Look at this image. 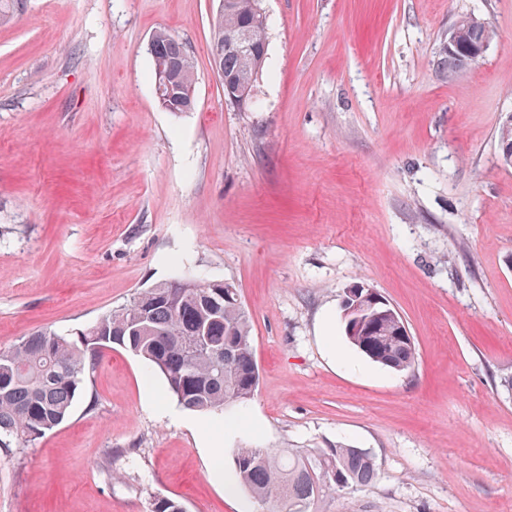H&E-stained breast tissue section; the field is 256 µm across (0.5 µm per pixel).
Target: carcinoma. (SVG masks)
Segmentation results:
<instances>
[{
	"mask_svg": "<svg viewBox=\"0 0 512 512\" xmlns=\"http://www.w3.org/2000/svg\"><path fill=\"white\" fill-rule=\"evenodd\" d=\"M261 0H226L224 16L213 24L209 49L224 45L221 64L224 89L254 90L267 58L266 17ZM496 32L468 21L460 26L456 45L443 44L438 70L451 80L477 61ZM152 38L161 52L152 58V76L171 70L173 84L195 88L192 60L183 43L165 30ZM500 159L512 166V124L499 125ZM224 282L183 277L143 288L133 299L101 316L80 333L78 341L52 329L37 330L0 349V444L14 439L25 446L62 424L80 397L103 350L118 345L144 359L160 373L167 391L186 409L217 413L243 406L258 387L253 357L251 316L235 295L220 296ZM347 341L370 361L395 372L413 369L414 339L406 336L400 317L387 315L369 331L355 328L352 315L342 316ZM204 338L231 350L218 363L191 344ZM237 483L260 504L275 512H309L330 491L367 485L376 476L372 456L362 448L338 445L326 450H288L245 446L234 455ZM150 512H186L170 497H156Z\"/></svg>",
	"mask_w": 512,
	"mask_h": 512,
	"instance_id": "cac0c4a2",
	"label": "carcinoma"
}]
</instances>
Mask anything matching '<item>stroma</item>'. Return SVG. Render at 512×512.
Listing matches in <instances>:
<instances>
[{"label": "stroma", "mask_w": 512, "mask_h": 512, "mask_svg": "<svg viewBox=\"0 0 512 512\" xmlns=\"http://www.w3.org/2000/svg\"><path fill=\"white\" fill-rule=\"evenodd\" d=\"M219 0H25L0 24V348L72 334L183 275L235 286L259 385L236 448L371 452L376 477L311 512H512V0H262L248 105L209 52ZM496 37L454 80L466 14ZM185 45L196 106L158 104L150 37ZM406 320L396 373L341 329L350 286ZM168 407L158 414L153 402ZM163 378L104 350L69 418L0 447V512H263L209 472Z\"/></svg>", "instance_id": "stroma-1"}]
</instances>
